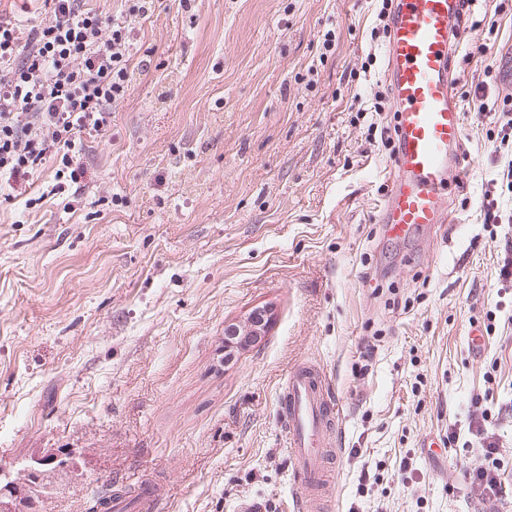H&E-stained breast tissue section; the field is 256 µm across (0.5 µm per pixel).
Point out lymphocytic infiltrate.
Returning a JSON list of instances; mask_svg holds the SVG:
<instances>
[{
  "instance_id": "1",
  "label": "lymphocytic infiltrate",
  "mask_w": 512,
  "mask_h": 512,
  "mask_svg": "<svg viewBox=\"0 0 512 512\" xmlns=\"http://www.w3.org/2000/svg\"><path fill=\"white\" fill-rule=\"evenodd\" d=\"M127 3L106 15L86 0H22L19 14L0 15L1 185L29 182L52 158L81 185L84 141L104 134L139 71L129 21L151 18L164 0ZM481 454L464 478L479 500H500L508 484L500 452L491 442Z\"/></svg>"
}]
</instances>
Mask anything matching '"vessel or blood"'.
I'll return each instance as SVG.
<instances>
[{"mask_svg": "<svg viewBox=\"0 0 512 512\" xmlns=\"http://www.w3.org/2000/svg\"><path fill=\"white\" fill-rule=\"evenodd\" d=\"M460 9L461 0H392L386 77L397 115V177L381 206V222L393 238L446 221L448 176L465 153L452 68L453 25ZM337 411L327 373L297 364L278 397L297 512H316L322 504L327 475L312 467L311 459L337 456V449L323 443Z\"/></svg>", "mask_w": 512, "mask_h": 512, "instance_id": "b4317fda", "label": "vessel or blood"}]
</instances>
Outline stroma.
Listing matches in <instances>:
<instances>
[{
    "label": "stroma",
    "mask_w": 512,
    "mask_h": 512,
    "mask_svg": "<svg viewBox=\"0 0 512 512\" xmlns=\"http://www.w3.org/2000/svg\"><path fill=\"white\" fill-rule=\"evenodd\" d=\"M471 19L455 52L470 158L446 223L403 241L376 222L394 168L369 133L392 112L364 110L388 88L373 0H170L132 22L147 68L86 139L84 191L54 192L50 161L0 196V467L79 462L38 512L148 482L161 512H288L277 395L305 361L340 404L331 512H503L463 471L482 462L468 422L486 406L512 466V285L498 279L512 192L494 113L512 100V0H474ZM489 198L508 218L492 230ZM267 308L260 341L225 357V326Z\"/></svg>",
    "instance_id": "obj_1"
}]
</instances>
